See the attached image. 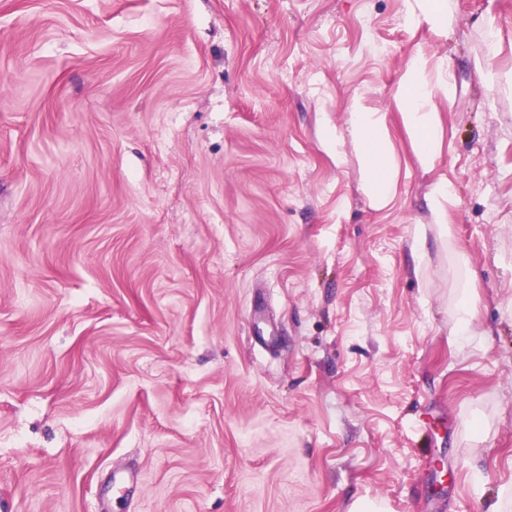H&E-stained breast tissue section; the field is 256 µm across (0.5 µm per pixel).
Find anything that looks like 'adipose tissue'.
Returning a JSON list of instances; mask_svg holds the SVG:
<instances>
[{
    "label": "adipose tissue",
    "instance_id": "adipose-tissue-1",
    "mask_svg": "<svg viewBox=\"0 0 512 512\" xmlns=\"http://www.w3.org/2000/svg\"><path fill=\"white\" fill-rule=\"evenodd\" d=\"M448 91V86L432 84L426 60L416 54L407 63L394 96L401 125L420 167L427 172L436 167L442 155V123L431 107V99L435 93ZM348 127L362 172L361 188L373 209H384L397 192L399 177L398 160L389 147L387 117L355 103Z\"/></svg>",
    "mask_w": 512,
    "mask_h": 512
}]
</instances>
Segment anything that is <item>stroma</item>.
<instances>
[{
  "label": "stroma",
  "mask_w": 512,
  "mask_h": 512,
  "mask_svg": "<svg viewBox=\"0 0 512 512\" xmlns=\"http://www.w3.org/2000/svg\"><path fill=\"white\" fill-rule=\"evenodd\" d=\"M447 2L0 0L6 512H512V0ZM416 52L453 91L428 173ZM418 3L419 12L413 10L409 13L407 22L410 25L426 23L432 28L447 27L448 5L446 0H415ZM436 92V86L428 78L426 60L414 54L399 79L394 100L415 157L427 172L436 167L442 155L441 118L430 106ZM348 114V129L362 172L361 188L373 209H384L397 192L399 177L398 160L389 147L387 115L359 103H353ZM338 128L332 125L329 118H323L321 122L320 143L331 155L336 154V161L341 157L342 138ZM448 194V184L445 181L437 182L430 194V209L433 218V224H439L443 233H448V213L441 205V198ZM473 310L470 299L461 297L456 306L454 333L456 336H471Z\"/></svg>",
  "instance_id": "stroma-1"
}]
</instances>
